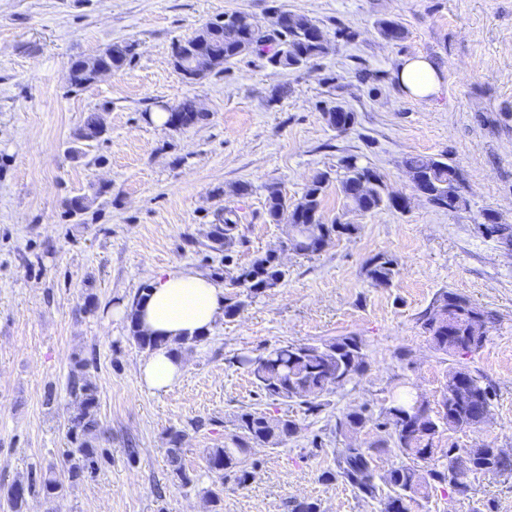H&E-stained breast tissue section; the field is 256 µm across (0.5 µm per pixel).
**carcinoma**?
Instances as JSON below:
<instances>
[{"instance_id":"carcinoma-1","label":"carcinoma","mask_w":512,"mask_h":512,"mask_svg":"<svg viewBox=\"0 0 512 512\" xmlns=\"http://www.w3.org/2000/svg\"><path fill=\"white\" fill-rule=\"evenodd\" d=\"M233 14L211 21L207 27L214 30L215 46L221 67L242 56L239 46L249 45L260 52L267 43L276 40L281 49L272 55L273 63L296 69L321 57L327 52L325 40L314 35L317 24L310 18L293 14L290 24L267 33L255 25L244 31L232 23ZM378 33L390 42L404 37L403 26L394 20H382ZM135 55V45L129 42L112 45V55L104 63L119 72ZM182 126L190 127L206 119V113L196 109L193 100L185 98L179 103ZM330 123L345 127L355 122V114L336 104L326 109ZM103 133L101 117L90 112L75 131L78 143L95 140ZM405 166L411 178H420L440 193L430 198L439 209L456 211L448 203L451 196L462 197L463 177L460 170L445 158L411 155ZM343 178L341 189L354 208L372 212L381 207L402 211V205L384 194L383 189L369 185L370 177L379 175L358 157L342 159ZM328 174L320 173L307 185L299 201L290 204L280 186H265L266 207L270 220L279 224L288 221V236L295 239L291 248L303 257H312L323 250V244L336 237L357 231L354 224L336 221L326 223L321 214V201ZM237 217L227 211L222 223L214 225L212 241L224 247V272L230 285L243 288L246 296L253 298L281 283L285 272L278 256L266 252L256 256L248 265L231 268L234 264L235 230ZM398 275L397 261L385 254L370 259L366 276L378 286L389 287ZM484 327L495 322V316L472 303L468 298L452 291H441L422 315V327L434 349L444 355L456 357L469 355L482 348L487 335L476 331V319ZM130 339L140 348L152 351L167 346L180 354L184 345L203 340V336L176 339L169 342L143 332L137 321L136 307L129 313ZM234 364L242 368L264 397L272 402H299L306 411L321 407V399L344 387L354 376L368 369L362 341L357 336H336L307 343L285 342L275 345L259 355L241 353ZM70 394L79 398V408L70 419L68 437L72 447L64 453V472L67 478L43 475L36 480L16 481L0 490V508L4 512H26L27 499L40 495L45 500L58 497L65 488V481L75 482L92 469L97 462L99 449L93 441L98 427L96 388L79 379L69 384ZM492 407L490 384L480 374L460 365L446 376L440 398L435 404L419 396L402 394L392 400L383 412V422L378 424L382 435L361 447L347 449L338 459L337 468L320 474L324 482L341 479L371 499L384 498L383 512H414L421 502L429 499L430 492L438 485H446L457 496L467 497L472 491V478L477 474H503L512 472V453L501 448L480 446L467 449V467L448 477V463L453 460L455 446L444 450L436 441L446 431H478L488 422L487 410ZM363 411L352 410L336 422L340 434L356 433L365 426ZM300 432L294 419L276 418L261 409H247L237 417L236 431L230 444L211 448L206 455L207 472L212 477L210 486L202 489L211 504V512H223L224 481L231 480L244 487L252 479L246 463L249 449L255 447L279 448L288 438ZM183 434L175 431L170 436L171 448L167 449L171 474L183 486L197 485L199 478L182 462L181 440ZM395 457L397 461L386 468L378 460Z\"/></svg>"}]
</instances>
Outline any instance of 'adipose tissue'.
<instances>
[{
  "instance_id": "1",
  "label": "adipose tissue",
  "mask_w": 512,
  "mask_h": 512,
  "mask_svg": "<svg viewBox=\"0 0 512 512\" xmlns=\"http://www.w3.org/2000/svg\"><path fill=\"white\" fill-rule=\"evenodd\" d=\"M397 78L410 98L426 103L437 98L444 85L442 73L422 56L405 59ZM137 312L146 333L171 340L190 338L208 332L223 315L224 287L193 270L162 271L153 278ZM138 372L148 390L165 393L180 382L185 366L181 357L161 347L140 362Z\"/></svg>"
}]
</instances>
